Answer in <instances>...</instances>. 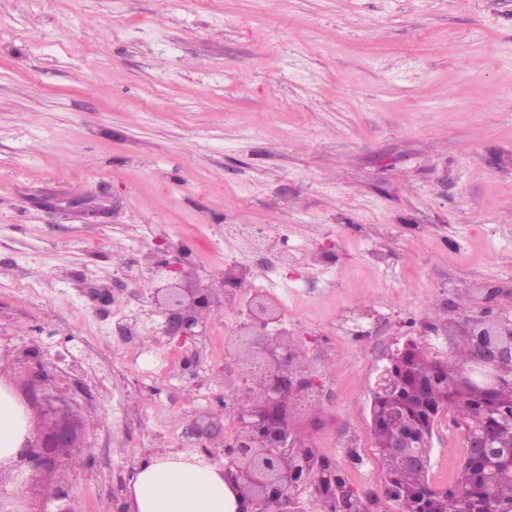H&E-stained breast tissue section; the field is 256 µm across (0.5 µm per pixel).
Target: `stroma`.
Returning <instances> with one entry per match:
<instances>
[{
  "instance_id": "35a3bbf8",
  "label": "stroma",
  "mask_w": 512,
  "mask_h": 512,
  "mask_svg": "<svg viewBox=\"0 0 512 512\" xmlns=\"http://www.w3.org/2000/svg\"><path fill=\"white\" fill-rule=\"evenodd\" d=\"M228 224L286 225L328 259L282 279ZM150 253L204 285L228 261L255 277L185 342L149 301L128 332L150 287L122 273ZM494 287L512 312V0H0V389L48 425L24 354L73 337L83 450L53 481L78 512H130L148 458L221 455L228 329L256 292L284 295L323 389L289 398L291 425L369 512H399L368 498L377 370L409 339L447 355ZM461 440L435 431L434 486Z\"/></svg>"
}]
</instances>
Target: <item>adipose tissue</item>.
<instances>
[{
    "label": "adipose tissue",
    "instance_id": "ef3b65f1",
    "mask_svg": "<svg viewBox=\"0 0 512 512\" xmlns=\"http://www.w3.org/2000/svg\"><path fill=\"white\" fill-rule=\"evenodd\" d=\"M24 419L13 399L0 390V461L19 450ZM131 512H236L237 499L224 481L222 462L200 457L150 458L128 484Z\"/></svg>",
    "mask_w": 512,
    "mask_h": 512
}]
</instances>
